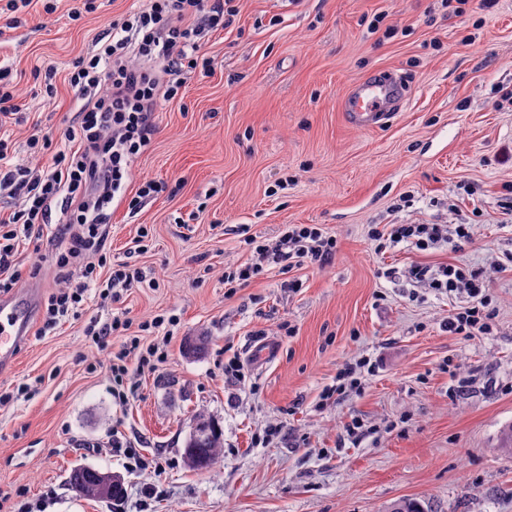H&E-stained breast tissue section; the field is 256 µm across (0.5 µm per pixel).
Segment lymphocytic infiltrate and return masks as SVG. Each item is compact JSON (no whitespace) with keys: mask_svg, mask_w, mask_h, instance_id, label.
<instances>
[{"mask_svg":"<svg viewBox=\"0 0 512 512\" xmlns=\"http://www.w3.org/2000/svg\"><path fill=\"white\" fill-rule=\"evenodd\" d=\"M236 14L234 0H148L111 22L95 50L73 65L68 84L81 106L76 121L63 129L65 149L53 153L41 171L14 160L5 129L22 105L9 71L0 68V191L15 202L8 217L0 219V294L12 293L22 276H40L38 264L21 274L17 255L23 243L51 234L59 243L53 266L62 285L43 302V331L78 320L91 297L116 303L145 282L144 272L130 262L108 265L101 228L111 220L114 199H127L133 209L164 192V183L152 179L130 188L132 163L150 145L154 114L161 103L177 97L185 73L208 70L204 37ZM451 235L457 242L468 241V225L447 231L438 224H389L369 231L378 246L406 242L420 251ZM335 254L336 239L322 228L291 224L275 242L256 245L251 262L225 272L224 286L236 291L272 267L286 273L308 263L323 267ZM407 278L445 293L467 289L480 302L449 318V331L467 337L490 333L496 312L480 298L486 286L482 271L462 264L416 263ZM176 325L172 316L136 324L121 313L85 329L91 343L110 354L106 373L115 405L126 406L139 390L129 362L154 371L168 355ZM146 334L151 337L147 343L142 340ZM116 336L124 339L117 351L112 348Z\"/></svg>","mask_w":512,"mask_h":512,"instance_id":"f902f5d3","label":"lymphocytic infiltrate"}]
</instances>
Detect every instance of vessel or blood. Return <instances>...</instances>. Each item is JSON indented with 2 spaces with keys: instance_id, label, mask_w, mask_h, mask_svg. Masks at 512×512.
<instances>
[{
  "instance_id": "b4317fda",
  "label": "vessel or blood",
  "mask_w": 512,
  "mask_h": 512,
  "mask_svg": "<svg viewBox=\"0 0 512 512\" xmlns=\"http://www.w3.org/2000/svg\"><path fill=\"white\" fill-rule=\"evenodd\" d=\"M406 88L399 77L386 70L356 82L343 101L348 122L356 127L379 126L388 122L404 100ZM39 290L0 296V375L10 373L22 347L28 342L32 310Z\"/></svg>"
}]
</instances>
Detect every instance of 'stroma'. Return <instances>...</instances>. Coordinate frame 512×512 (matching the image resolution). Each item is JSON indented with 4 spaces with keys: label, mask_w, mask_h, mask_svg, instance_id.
I'll return each mask as SVG.
<instances>
[{
    "label": "stroma",
    "mask_w": 512,
    "mask_h": 512,
    "mask_svg": "<svg viewBox=\"0 0 512 512\" xmlns=\"http://www.w3.org/2000/svg\"><path fill=\"white\" fill-rule=\"evenodd\" d=\"M56 10L46 13L45 2ZM68 17L72 0H33L0 10V66L9 67L24 122L11 126L16 162L45 166L31 134L64 145L74 113L67 75L113 20L144 0H94ZM232 24L209 33L208 73L187 74L156 114L151 148L132 178L167 189L129 212L113 202L107 249L147 272L89 315L126 312L134 322L179 320L168 357L142 376L127 406L112 402L107 352L84 336L85 320L31 335L0 388L32 393L0 406V512H387L402 498L432 512H512V0H472L453 16L446 0H236ZM53 70V82L42 73ZM391 70L407 99L378 128L349 126V86ZM471 241L420 251L401 243L378 253L375 224H461ZM288 224H318L337 240L326 267L272 269L228 292L226 270L251 259L246 240ZM417 262L483 270L496 310L490 334L449 333L473 300L412 287ZM395 278L380 277L382 267ZM300 287L284 289L285 279ZM200 338L202 350L189 352ZM271 343L266 367L224 377L225 355L245 360ZM375 371L359 388L322 402L345 364ZM223 430L215 463L197 471L184 455L191 419ZM279 436H267L271 427ZM139 448L149 467H128L112 436ZM162 471H154L153 462ZM119 474L110 504L80 497L71 470Z\"/></svg>",
    "instance_id": "1"
}]
</instances>
